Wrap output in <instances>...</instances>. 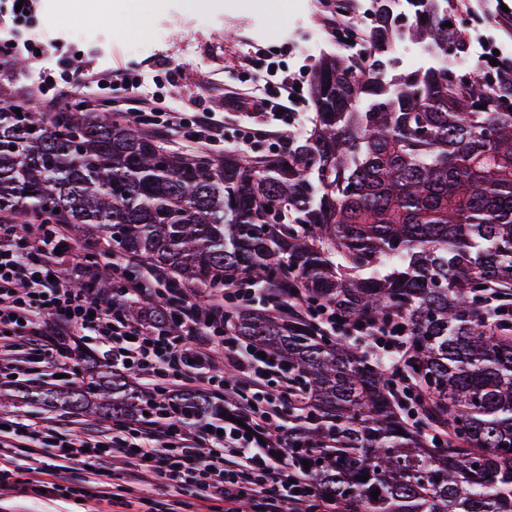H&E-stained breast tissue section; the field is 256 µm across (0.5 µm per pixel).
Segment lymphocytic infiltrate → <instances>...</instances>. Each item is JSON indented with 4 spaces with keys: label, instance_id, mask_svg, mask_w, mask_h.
Listing matches in <instances>:
<instances>
[{
    "label": "lymphocytic infiltrate",
    "instance_id": "f902f5d3",
    "mask_svg": "<svg viewBox=\"0 0 512 512\" xmlns=\"http://www.w3.org/2000/svg\"><path fill=\"white\" fill-rule=\"evenodd\" d=\"M110 85L122 92L126 117L141 125L178 132L195 125L196 143L214 145L210 114L188 119L175 111L159 112L153 98L142 96L139 82L115 71ZM297 78L285 75L268 95L244 100L225 94L224 108L251 106L257 112L288 114L299 92ZM122 260L89 261L77 253L66 225L30 224L17 234L14 218L0 216V364L18 371L33 365L48 377L65 373L53 360L46 338L52 332H79L97 340L113 368L137 375L161 394L157 413L116 420L83 432L33 415L0 418V491L25 496L80 498L93 512L108 505L114 512H308L315 497L308 478L271 453L262 439L269 431H286L288 410L298 407L301 390L286 364L260 357L258 350L224 332L227 304L257 296L254 288L225 291L222 301L201 308L191 288H161L131 279ZM85 278L89 287H73ZM114 282L118 291L136 295L144 305L165 306L172 326L131 325L119 304L102 301L92 286ZM370 348L383 354L382 365L403 398L415 384L403 371L411 358L408 338L392 326H356ZM231 373L217 375L216 366ZM206 391L221 397L233 415L197 426L174 414L164 394ZM26 468H16L18 458ZM124 459L126 472L111 469ZM52 480H44V471Z\"/></svg>",
    "mask_w": 512,
    "mask_h": 512
}]
</instances>
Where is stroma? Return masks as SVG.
Here are the masks:
<instances>
[{
	"instance_id": "stroma-1",
	"label": "stroma",
	"mask_w": 512,
	"mask_h": 512,
	"mask_svg": "<svg viewBox=\"0 0 512 512\" xmlns=\"http://www.w3.org/2000/svg\"><path fill=\"white\" fill-rule=\"evenodd\" d=\"M210 16L198 20L189 0H97L92 17L99 28L80 39L67 31V0H40L27 25L13 27L10 0H0V37L34 40L54 26L58 40L42 60L15 65L0 56V82L9 83L36 111H44L41 89L53 76L69 95L86 99L75 71L86 62L95 72L127 70L144 78L141 91L164 101L168 109L192 113L217 103L225 90L243 96L264 94L265 79L252 77L244 61L268 51L276 70L310 82L324 54L336 52L334 38L307 42L309 30L336 28V0H281L271 15L266 0H209ZM311 104L293 112L290 124L262 112H227L224 134L207 153L219 157L232 151L247 161L269 154V143L285 127L310 128Z\"/></svg>"
}]
</instances>
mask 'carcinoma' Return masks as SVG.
I'll return each mask as SVG.
<instances>
[{
    "label": "carcinoma",
    "mask_w": 512,
    "mask_h": 512,
    "mask_svg": "<svg viewBox=\"0 0 512 512\" xmlns=\"http://www.w3.org/2000/svg\"><path fill=\"white\" fill-rule=\"evenodd\" d=\"M391 2L375 0L365 54L316 68L313 127L254 163L171 152L77 100L35 112L0 84V212L92 231L113 254L211 297L260 279L351 325L402 322L425 397L413 425L380 368L302 308L285 299L227 310L229 328L287 360L302 388L288 433L268 447L341 512H512V322L482 308L491 288L512 294V79L448 63L450 43L469 54L454 23L467 0H408L404 25ZM398 38L426 58L389 74ZM123 304L133 325L168 321L161 306ZM56 345L77 361L76 381L0 401L128 420L156 400L68 338ZM169 401L191 420L225 414L206 393ZM435 423L447 428L439 444L426 436Z\"/></svg>",
    "instance_id": "cac0c4a2"
}]
</instances>
